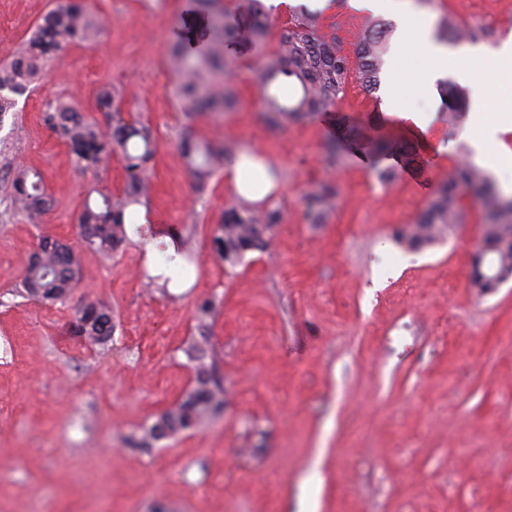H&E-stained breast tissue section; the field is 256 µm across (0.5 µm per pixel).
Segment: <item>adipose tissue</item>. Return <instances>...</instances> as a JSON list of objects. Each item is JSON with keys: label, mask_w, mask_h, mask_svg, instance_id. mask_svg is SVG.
Instances as JSON below:
<instances>
[{"label": "adipose tissue", "mask_w": 512, "mask_h": 512, "mask_svg": "<svg viewBox=\"0 0 512 512\" xmlns=\"http://www.w3.org/2000/svg\"><path fill=\"white\" fill-rule=\"evenodd\" d=\"M397 10L401 44L427 63L424 81H433L436 72L451 62L469 87L475 106L467 123L472 148L480 153L494 146L498 166L511 167L512 150L504 147L501 136L512 131V37L490 52L468 46L451 50L434 41L428 19L415 10L412 0H399ZM488 99L497 104L489 122L481 112Z\"/></svg>", "instance_id": "ef3b65f1"}]
</instances>
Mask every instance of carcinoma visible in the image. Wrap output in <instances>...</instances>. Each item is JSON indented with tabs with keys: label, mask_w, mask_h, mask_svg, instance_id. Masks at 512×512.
<instances>
[{
	"label": "carcinoma",
	"mask_w": 512,
	"mask_h": 512,
	"mask_svg": "<svg viewBox=\"0 0 512 512\" xmlns=\"http://www.w3.org/2000/svg\"><path fill=\"white\" fill-rule=\"evenodd\" d=\"M195 11L205 19L201 32L192 39L177 42L170 52V68L175 77L174 95L179 109L194 119L209 112H224L236 102L233 84L226 79L235 68L238 47L248 46L260 56L251 72V82L260 94L267 122L278 127L308 119L327 111L344 93L349 80L357 78L372 92L380 85L387 44L379 20H365L355 48V60L345 55L335 38L323 35L318 16L300 6L292 10L291 23L279 31L276 48L266 51L271 21L261 0H252L250 15L232 16L226 0H191ZM103 21L78 0H66L49 8L36 22L28 38L6 61H0V124L3 113L15 106V97L34 90L56 52L65 44L93 43L103 30ZM485 36L478 25L463 26L445 13L436 29L437 40L456 43ZM123 93L106 88L99 96L102 109L112 113L107 127L86 118L75 105L57 99L47 105L45 123L66 144L75 164L97 171L118 157L125 171L124 187L115 194L99 193L100 200L86 202L78 217L83 248L110 260L126 238L125 225L131 223L137 206L147 197L153 171L155 143L149 127L122 116ZM361 140L358 132L347 133L329 142L327 163H343L346 142ZM377 159L406 157L407 148L385 136L367 141ZM179 149L193 178L196 193L204 195L210 180L224 168V161L235 156L231 145L216 146L198 138L187 128L179 139ZM458 159L448 171V179L415 219L395 231L397 241L411 249L433 246L446 239L454 225L462 223L461 190H466L482 210L484 249L497 262L502 275L512 274V196L499 190L492 176L465 156L461 144ZM11 216L36 223L50 209L40 174L29 168L13 169L10 180ZM338 186L321 182L304 197L309 223L321 224L333 210ZM277 207L255 208L245 198L224 212V221L214 230L213 251L228 268L242 264L247 254L262 252L268 246V232L280 223ZM49 237L40 240L13 295L51 303L63 300L75 287L80 256L68 243ZM471 287L480 294L494 289L484 269L473 264ZM215 310L213 301L204 299L196 308L199 338L183 348L187 365L194 373L192 386L176 406L165 411L150 425L129 438L135 448L181 432L193 430L216 415L224 406V388L216 377L217 354L211 347L209 326ZM112 309L100 302H89L76 319V334L92 345L112 339Z\"/></svg>",
	"instance_id": "carcinoma-1"
}]
</instances>
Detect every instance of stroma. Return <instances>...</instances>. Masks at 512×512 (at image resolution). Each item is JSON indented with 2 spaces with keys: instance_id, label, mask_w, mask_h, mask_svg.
<instances>
[{
  "instance_id": "stroma-1",
  "label": "stroma",
  "mask_w": 512,
  "mask_h": 512,
  "mask_svg": "<svg viewBox=\"0 0 512 512\" xmlns=\"http://www.w3.org/2000/svg\"><path fill=\"white\" fill-rule=\"evenodd\" d=\"M104 22L92 45L69 44L36 91L18 98L0 125V200L8 165L42 177L52 206L41 224L0 223V512H89L107 492L110 512H512V280L481 297L470 286L482 212L465 203L446 240L421 250L397 245L448 176L456 139L432 120L430 150L407 134L413 113L437 115L454 86L464 112L470 90L456 70L433 87L424 66L389 36L382 86L350 81L336 106L280 128L269 125L249 81L256 52L238 54L230 79L236 111L189 124L166 68L172 44L203 25L189 0H87ZM50 0H0V60L29 34ZM430 22L448 12L493 27L512 0H435ZM361 22L341 4L321 30L353 55ZM403 77L407 114L389 112L386 87ZM124 91V112L155 136L154 186L145 207L156 239L178 233L194 255L191 284L159 290L137 242L103 262L82 251L84 276L54 304L11 293L44 236L80 248L86 193L120 190V161L85 172L43 120L70 99L107 125L103 88ZM374 123L411 142L412 177L383 183L370 162L332 168L326 145L342 127ZM278 172L269 205L282 224L267 252L225 269L211 249L216 224L238 196L224 176L196 200L178 139L185 128ZM339 188L324 223H308L303 197L315 184ZM212 299L211 341L219 353L224 411L143 451L129 436L174 407L192 384L182 346L198 336V303ZM91 301L109 304L115 330L105 348L72 332Z\"/></svg>"
}]
</instances>
